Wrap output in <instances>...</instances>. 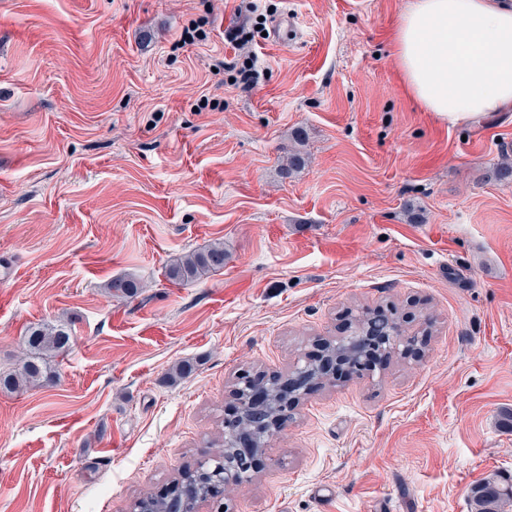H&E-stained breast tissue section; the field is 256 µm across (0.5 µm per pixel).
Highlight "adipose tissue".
<instances>
[{"mask_svg": "<svg viewBox=\"0 0 512 512\" xmlns=\"http://www.w3.org/2000/svg\"><path fill=\"white\" fill-rule=\"evenodd\" d=\"M392 46L425 111L457 124L512 107V0H412Z\"/></svg>", "mask_w": 512, "mask_h": 512, "instance_id": "obj_1", "label": "adipose tissue"}]
</instances>
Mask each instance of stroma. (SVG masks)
Segmentation results:
<instances>
[{
    "label": "stroma",
    "mask_w": 512,
    "mask_h": 512,
    "mask_svg": "<svg viewBox=\"0 0 512 512\" xmlns=\"http://www.w3.org/2000/svg\"><path fill=\"white\" fill-rule=\"evenodd\" d=\"M255 2L0 0V373L30 325L72 331L41 386L0 390V512H129L207 460L238 378L357 310L420 353L310 391L229 512H471L512 479V182L486 178L512 110L415 102L390 51L411 0ZM236 27L250 89L215 70ZM215 241L224 270L168 279ZM123 275L137 296L108 294ZM108 292L116 298H132L143 288L138 279L130 275L112 278L107 284Z\"/></svg>",
    "instance_id": "obj_1"
}]
</instances>
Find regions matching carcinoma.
Wrapping results in <instances>:
<instances>
[{
    "label": "carcinoma",
    "instance_id": "cac0c4a2",
    "mask_svg": "<svg viewBox=\"0 0 512 512\" xmlns=\"http://www.w3.org/2000/svg\"><path fill=\"white\" fill-rule=\"evenodd\" d=\"M228 259L224 243L214 242L178 258L167 267L166 274L175 283L194 282L223 270ZM106 288L116 298H132L142 289V284L135 277L124 275L110 280ZM70 341V331L63 323L43 322L30 327L23 338L21 364L13 372L0 374V387L19 391L39 384L46 379L49 359L66 349ZM285 397L286 393L281 389L269 390L264 405L256 410L249 405V396H243L245 408L234 425V431L251 430L256 447H262L268 433L265 427L256 424L255 414L261 413L266 421L280 418ZM228 456L229 449L225 443H220L207 465L181 472L167 487L166 495L137 498L134 503L136 512H192L197 499L214 497L217 483L224 480V460ZM472 500L475 512H504L505 507L512 503V482L502 483L492 478L472 491Z\"/></svg>",
    "mask_w": 512,
    "mask_h": 512
}]
</instances>
